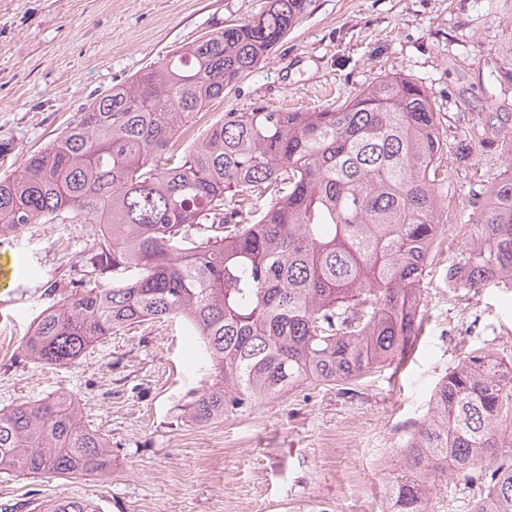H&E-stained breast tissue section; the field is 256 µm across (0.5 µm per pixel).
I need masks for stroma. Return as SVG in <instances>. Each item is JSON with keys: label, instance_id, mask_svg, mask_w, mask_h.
Listing matches in <instances>:
<instances>
[{"label": "stroma", "instance_id": "obj_1", "mask_svg": "<svg viewBox=\"0 0 512 512\" xmlns=\"http://www.w3.org/2000/svg\"><path fill=\"white\" fill-rule=\"evenodd\" d=\"M265 0H0V175L22 166L81 110L207 31L243 24ZM398 73L443 117L448 222L423 278V326L400 366L351 385H309L207 425L182 416L204 377L176 319L113 332L68 366L24 358L42 310L70 295L93 247L86 224L0 236L18 270L0 280V409L67 391L108 441L112 467L72 478L0 474V512L62 497L100 512H375L379 469L426 416L467 352L512 361V288L449 285L474 194L512 169V0H311L252 72L177 136L189 145L226 112L336 106ZM498 128L491 146L470 133Z\"/></svg>", "mask_w": 512, "mask_h": 512}]
</instances>
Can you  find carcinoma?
<instances>
[{
  "mask_svg": "<svg viewBox=\"0 0 512 512\" xmlns=\"http://www.w3.org/2000/svg\"><path fill=\"white\" fill-rule=\"evenodd\" d=\"M265 0L252 21L209 31L78 113L0 177V232L75 220L98 226L102 260L47 307L24 357L76 362L112 332L179 318L215 382L186 403L204 425L311 384H352L404 357L421 329L420 282L444 226L448 169L440 113L405 76L367 84L338 108L226 112L190 148L175 136L224 97L305 15ZM448 283L512 285V173L471 202ZM112 271V287L96 281ZM512 362L470 353L438 383L431 412L395 450L393 512H429L454 476L512 448L499 419ZM110 450L69 392L0 409V473L106 472ZM470 512H512V456ZM46 512H98L62 498Z\"/></svg>",
  "mask_w": 512,
  "mask_h": 512,
  "instance_id": "1",
  "label": "carcinoma"
}]
</instances>
